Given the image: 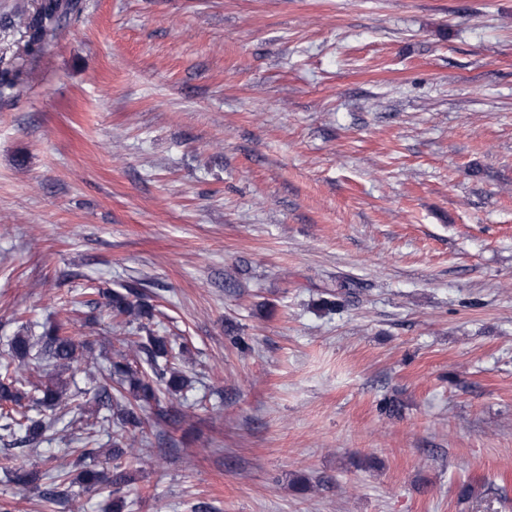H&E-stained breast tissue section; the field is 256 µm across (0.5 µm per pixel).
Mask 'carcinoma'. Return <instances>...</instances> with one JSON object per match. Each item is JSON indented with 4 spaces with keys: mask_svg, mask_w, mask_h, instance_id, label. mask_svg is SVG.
<instances>
[{
    "mask_svg": "<svg viewBox=\"0 0 512 512\" xmlns=\"http://www.w3.org/2000/svg\"><path fill=\"white\" fill-rule=\"evenodd\" d=\"M75 4L68 0H41L38 8L25 24L26 52L36 56L42 52L49 36L62 26V22L74 10ZM23 72L12 66L0 68V97L10 94L21 82ZM112 315L122 319L130 346L143 354L142 360L150 369L146 377L133 367L128 356L116 352L108 366L99 371L100 381L93 396L95 412L107 410L116 417L120 428L142 426L143 408L156 400L155 386L164 387L176 395L188 387V380L175 366L174 360L182 355L185 346L174 348L163 336H140L145 329L142 320L152 316V307L141 301L140 293L133 287L126 292L106 295ZM11 358L19 367L50 371L57 375L69 371L77 362L80 344L66 329L51 323L35 335L28 326H23L9 343ZM32 400L40 410L32 415L23 409L24 399ZM66 405V388L60 382L37 384L31 390L23 389V380L18 374H0V439L11 440L14 445L38 446L48 439L61 416L56 410ZM124 435H112V459L117 461L112 474L106 475L88 463L81 474V483L88 490L102 489L107 485L117 493L121 486L131 481L127 471L118 463L127 451L123 449ZM61 475L53 469L39 470L24 464L11 469V481L26 489L39 491L45 501L64 505L71 500L68 491L61 489Z\"/></svg>",
    "mask_w": 512,
    "mask_h": 512,
    "instance_id": "1",
    "label": "carcinoma"
}]
</instances>
